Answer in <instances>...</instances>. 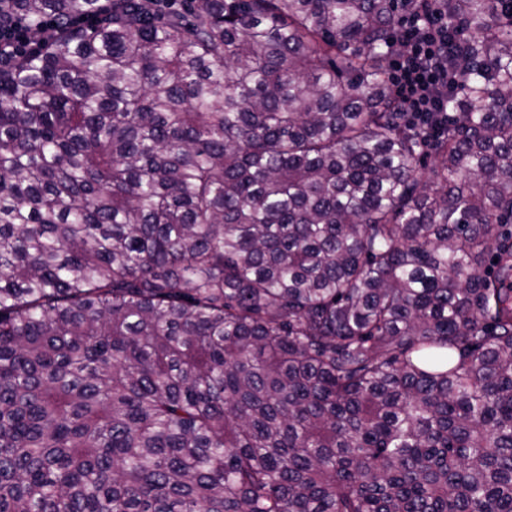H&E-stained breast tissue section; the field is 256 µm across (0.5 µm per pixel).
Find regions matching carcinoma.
I'll use <instances>...</instances> for the list:
<instances>
[{
    "instance_id": "cac0c4a2",
    "label": "carcinoma",
    "mask_w": 512,
    "mask_h": 512,
    "mask_svg": "<svg viewBox=\"0 0 512 512\" xmlns=\"http://www.w3.org/2000/svg\"><path fill=\"white\" fill-rule=\"evenodd\" d=\"M0 0V512H512V0ZM431 158L432 187L418 175ZM391 78L399 112L426 122L431 112L448 115V19L438 13H409L393 28ZM41 45L32 42L25 24L17 18L0 16V67L10 60L38 51Z\"/></svg>"
}]
</instances>
